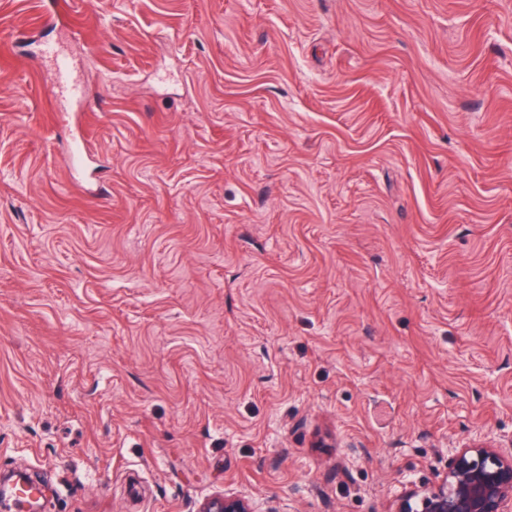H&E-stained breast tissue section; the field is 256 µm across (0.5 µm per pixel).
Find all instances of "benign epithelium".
Here are the masks:
<instances>
[{"label":"benign epithelium","mask_w":512,"mask_h":512,"mask_svg":"<svg viewBox=\"0 0 512 512\" xmlns=\"http://www.w3.org/2000/svg\"><path fill=\"white\" fill-rule=\"evenodd\" d=\"M197 512L260 510L224 493L202 502ZM393 512H512V439L506 452L479 444L455 449L440 480L406 490Z\"/></svg>","instance_id":"obj_1"}]
</instances>
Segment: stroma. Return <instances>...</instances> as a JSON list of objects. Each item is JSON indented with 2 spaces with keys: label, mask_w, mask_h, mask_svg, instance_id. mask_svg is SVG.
<instances>
[{
  "label": "stroma",
  "mask_w": 512,
  "mask_h": 512,
  "mask_svg": "<svg viewBox=\"0 0 512 512\" xmlns=\"http://www.w3.org/2000/svg\"><path fill=\"white\" fill-rule=\"evenodd\" d=\"M44 2L0 0V473L390 512L512 438V0ZM48 54L54 55L52 50H47ZM54 86L57 92L63 97L73 101L82 102V90L77 82L71 77V64L68 58L54 55Z\"/></svg>",
  "instance_id": "stroma-1"
}]
</instances>
